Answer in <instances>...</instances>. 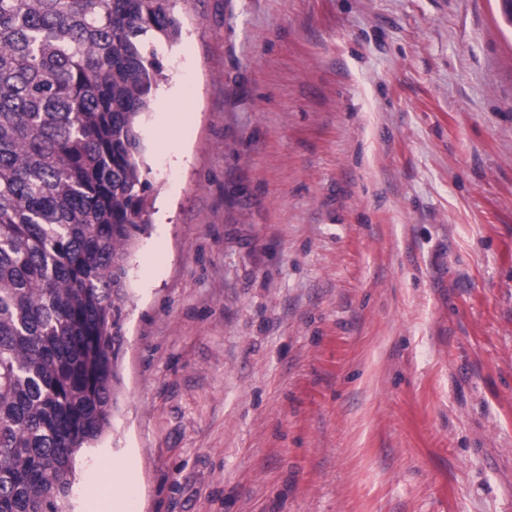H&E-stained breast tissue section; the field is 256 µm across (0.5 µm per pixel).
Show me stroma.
<instances>
[{
	"label": "stroma",
	"mask_w": 512,
	"mask_h": 512,
	"mask_svg": "<svg viewBox=\"0 0 512 512\" xmlns=\"http://www.w3.org/2000/svg\"><path fill=\"white\" fill-rule=\"evenodd\" d=\"M175 13L112 430L73 512L115 463L123 512H512L500 0Z\"/></svg>",
	"instance_id": "1"
}]
</instances>
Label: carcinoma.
Segmentation results:
<instances>
[{
    "label": "carcinoma",
    "instance_id": "cac0c4a2",
    "mask_svg": "<svg viewBox=\"0 0 512 512\" xmlns=\"http://www.w3.org/2000/svg\"><path fill=\"white\" fill-rule=\"evenodd\" d=\"M175 0H0V512H66L112 426L138 118Z\"/></svg>",
    "mask_w": 512,
    "mask_h": 512
}]
</instances>
